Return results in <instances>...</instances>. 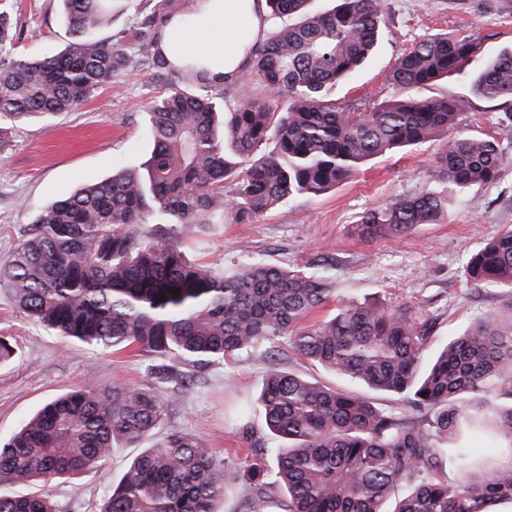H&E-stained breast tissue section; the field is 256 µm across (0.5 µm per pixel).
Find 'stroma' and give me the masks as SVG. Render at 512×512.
Instances as JSON below:
<instances>
[{
  "mask_svg": "<svg viewBox=\"0 0 512 512\" xmlns=\"http://www.w3.org/2000/svg\"><path fill=\"white\" fill-rule=\"evenodd\" d=\"M198 0H113L104 35L123 37L126 51L141 53L138 19L157 7L193 13ZM19 38L16 56L52 55L70 41L60 0H7ZM444 33L473 34L490 57L512 47V5L507 0H385L382 36L371 62L329 96L340 106L370 109L394 98L388 76L398 58L415 43ZM167 88L160 71L144 68L113 81L73 112L14 123L11 146L0 160V258L7 257L31 228L39 211L84 183L109 176L114 166L143 168L152 150L146 108ZM427 97L470 99L460 129L467 136L494 138L503 157L499 177L451 202L435 224L367 244L350 224L363 212L396 197H413L430 183L429 165L440 147L430 141L378 158L347 183L311 200L296 197L252 223L225 220L205 229L180 228L186 258L224 274L258 260L285 267L329 256L326 272L336 301L376 300L387 306L415 304L431 324L428 349L485 312L512 311V290L473 288L464 278L467 258L507 226H512V121L501 107L472 96L468 84L451 77L423 91ZM17 346L14 361L0 367V440L61 392L151 384L150 358L135 351L118 354L54 335L19 313L7 290H0V335ZM322 384L354 391L379 408L409 414L411 404L397 396L355 386L302 359L279 338L248 354L208 368L199 382L183 388L167 407L160 429L141 446L116 448L111 458L83 476L57 481L49 494L66 512H99L106 487L117 482L140 448L160 443L178 430L207 441L237 477L220 512H242L249 494L247 470L271 462L276 442L256 397L271 363Z\"/></svg>",
  "mask_w": 512,
  "mask_h": 512,
  "instance_id": "1",
  "label": "stroma"
}]
</instances>
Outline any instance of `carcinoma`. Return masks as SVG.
Instances as JSON below:
<instances>
[{
	"label": "carcinoma",
	"mask_w": 512,
	"mask_h": 512,
	"mask_svg": "<svg viewBox=\"0 0 512 512\" xmlns=\"http://www.w3.org/2000/svg\"><path fill=\"white\" fill-rule=\"evenodd\" d=\"M71 44L51 56L0 58V120L72 112L112 79L153 66L167 90L149 107L153 148L146 173L120 167L40 210L28 236L0 259V286L15 307L57 336L112 352L138 350L172 363L166 382L198 378L213 365L284 338L299 356L366 388L407 397L398 416L371 401L271 366L259 404L270 433V469L251 468L245 512H498L512 503V311H489L425 364L428 320L412 305L342 302L320 267L262 263L230 277L185 258L176 228L254 221L295 197L317 198L366 162L437 138L430 186L367 210L351 232L367 243L436 224L448 202L495 181L502 155L493 139L457 131L470 102L423 97L449 76L512 112V49L481 62L471 35L423 39L389 75L399 96L366 112L336 106L331 87L373 54L384 0H265L272 22L294 15L252 49L222 127L224 75L165 41L185 21L154 10L141 22V57L123 37L101 36L112 0H61ZM11 11L0 8V48L13 43ZM254 74L273 93L255 96ZM474 288H512V226L464 267ZM179 293L172 294L169 289ZM165 296L160 301L158 297ZM174 392L156 385L71 388L0 441V512H61L34 483L98 468L117 443L160 427ZM482 439L484 453L468 448ZM448 450L458 477L441 475ZM228 467L202 439L180 431L143 449L109 485L99 512H215Z\"/></svg>",
	"instance_id": "carcinoma-1"
}]
</instances>
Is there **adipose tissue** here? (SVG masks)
Here are the masks:
<instances>
[{
    "label": "adipose tissue",
    "mask_w": 512,
    "mask_h": 512,
    "mask_svg": "<svg viewBox=\"0 0 512 512\" xmlns=\"http://www.w3.org/2000/svg\"><path fill=\"white\" fill-rule=\"evenodd\" d=\"M265 27L263 0H222L216 7L202 4L191 23L168 27L166 38L178 52L209 57L229 78L246 61Z\"/></svg>",
    "instance_id": "adipose-tissue-1"
}]
</instances>
